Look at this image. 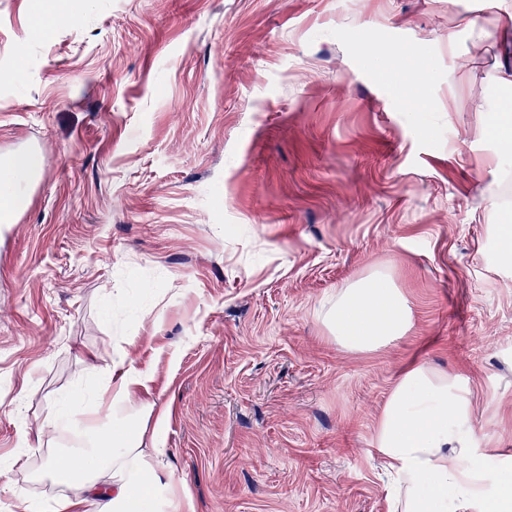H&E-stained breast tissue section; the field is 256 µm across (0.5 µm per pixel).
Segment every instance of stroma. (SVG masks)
Here are the masks:
<instances>
[{
    "label": "stroma",
    "mask_w": 512,
    "mask_h": 512,
    "mask_svg": "<svg viewBox=\"0 0 512 512\" xmlns=\"http://www.w3.org/2000/svg\"><path fill=\"white\" fill-rule=\"evenodd\" d=\"M0 0V512L103 373L149 371L146 433L194 512H390L368 450L411 361L468 379L475 443L512 448V156L487 126L512 32L486 0ZM403 49L376 67L359 41ZM426 57L427 118L395 95ZM379 271L411 327L340 348L319 310ZM50 425L49 447L22 429ZM38 165V161L26 154L15 156L10 162L0 168V200L13 202L16 205L18 197L15 190L27 182Z\"/></svg>",
    "instance_id": "35a3bbf8"
}]
</instances>
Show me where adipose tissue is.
Here are the masks:
<instances>
[{
	"mask_svg": "<svg viewBox=\"0 0 512 512\" xmlns=\"http://www.w3.org/2000/svg\"><path fill=\"white\" fill-rule=\"evenodd\" d=\"M322 319L339 346L361 353L404 336L411 316L401 289L376 272L339 290ZM149 380L130 369L96 390V408L83 414L88 445L67 458L68 476L79 479L82 493L59 495L54 512H84L88 504L96 512H183L186 495L160 469L165 449L144 445L155 403H141L135 426L121 415ZM473 424L460 376L422 362L404 370L374 437V452L393 478L391 512H512V456L500 469H485L492 452L476 447Z\"/></svg>",
	"mask_w": 512,
	"mask_h": 512,
	"instance_id": "adipose-tissue-1",
	"label": "adipose tissue"
}]
</instances>
